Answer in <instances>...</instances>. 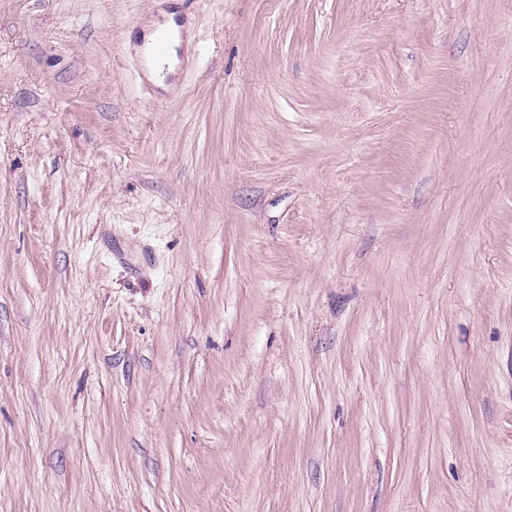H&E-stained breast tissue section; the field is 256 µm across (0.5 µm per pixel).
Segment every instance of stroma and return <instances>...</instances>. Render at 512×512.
Returning a JSON list of instances; mask_svg holds the SVG:
<instances>
[{
    "label": "stroma",
    "mask_w": 512,
    "mask_h": 512,
    "mask_svg": "<svg viewBox=\"0 0 512 512\" xmlns=\"http://www.w3.org/2000/svg\"><path fill=\"white\" fill-rule=\"evenodd\" d=\"M0 512H512V0H0ZM168 18L165 23L156 24L153 29L142 37V46L140 51L147 58L150 70L163 82V77H159L167 68L168 73H172L177 63L176 47L183 44L182 30L183 26L177 24L175 13H166ZM165 37L168 40V50L166 56L162 59L157 58L152 51L153 45L157 39Z\"/></svg>",
    "instance_id": "stroma-1"
}]
</instances>
